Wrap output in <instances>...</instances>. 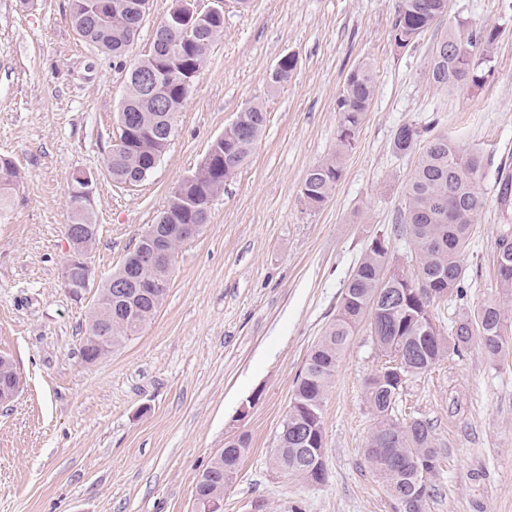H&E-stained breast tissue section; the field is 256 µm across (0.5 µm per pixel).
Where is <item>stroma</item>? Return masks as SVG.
Wrapping results in <instances>:
<instances>
[{"label":"stroma","instance_id":"35a3bbf8","mask_svg":"<svg viewBox=\"0 0 512 512\" xmlns=\"http://www.w3.org/2000/svg\"><path fill=\"white\" fill-rule=\"evenodd\" d=\"M401 0H224V31L177 115L170 145L140 184H116L104 159L118 132L126 70L81 41L70 0H0V156L21 171L0 219V355L22 386L0 405V512H192L199 474L226 439L250 448L224 492V512H399L364 463L374 425L364 383L381 365L367 325L342 353L324 413L327 477L275 468L296 379L335 317L369 232L397 224L418 151L393 149L397 128L480 152L483 200L460 296L439 325L512 301L498 283L512 172V0H448L414 46L397 47ZM494 32L493 71L479 85L435 86L428 60L448 28ZM296 59L286 83L269 74ZM376 93L329 201L301 196L309 168L336 152L337 101L360 64ZM262 103L266 124L247 162L210 202V222L179 248L152 323L95 364L81 357L101 288L154 224L175 188L238 112ZM92 171L99 232L83 297L63 284L70 178ZM397 413L428 421L439 467L428 512H512V353L472 345L410 379ZM485 473L481 484L472 470Z\"/></svg>","mask_w":512,"mask_h":512}]
</instances>
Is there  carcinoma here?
<instances>
[{"instance_id":"obj_1","label":"carcinoma","mask_w":512,"mask_h":512,"mask_svg":"<svg viewBox=\"0 0 512 512\" xmlns=\"http://www.w3.org/2000/svg\"><path fill=\"white\" fill-rule=\"evenodd\" d=\"M147 0H71L70 21L85 43L124 60L138 36L144 20L142 6ZM189 0H175L168 15L155 29L152 47L126 72V91L116 115L118 142L106 155L104 167L112 181L135 186L151 173L174 134L176 117L193 89L194 79L204 64L211 45L224 31V16L189 9ZM441 0H401L393 26L396 40L405 32L420 28L428 31L436 24L435 9ZM496 34L492 31L468 38L454 29L441 35L439 42L455 43L453 55L431 56L430 80L443 88L477 86L490 73ZM142 74L156 78L157 90L165 107L156 109L145 98L138 82ZM376 89L371 68L362 64L346 79L337 101L340 114L337 130L338 154L353 149L356 136L369 111ZM266 122V112L251 105L236 117V124L224 129V139L211 144L208 153L193 172V179L181 194H172L153 227L156 243L173 256L186 243L181 225L209 223V203L224 183L252 153ZM421 133L411 125L397 129L393 147L400 153L412 150ZM482 156L438 136L428 141L419 162L408 179L407 199L395 233L405 236L418 258L416 272L398 268L385 272L390 263L389 238L376 231L342 291L336 317L312 349L300 372L288 413L278 433L277 451L272 453L277 469L303 481L322 483L326 463L312 458L305 439L323 432L324 407L341 353L355 328L364 323L375 336L380 355H404L405 376L415 377L439 363L447 353V340L457 339L454 349L477 344L490 358L505 352L503 312L497 303L484 304L472 314L458 317L448 331L441 330L433 308L459 291L465 279L464 253L477 223L482 200L476 177ZM337 159H329L308 170L304 178L303 200L320 207L331 198L341 178ZM21 179L14 162L0 157V213L8 210L13 191ZM78 181L71 179L70 224L97 227L93 211L78 201ZM499 286L512 296V230L498 238ZM140 279L151 277L139 257L131 252L110 282L99 289L88 317L85 336L101 323L110 327L112 344L96 349L94 360L106 358L128 340L140 334L156 317L168 286L155 289L142 298L138 308L129 311L114 298V288L126 286L125 274ZM403 384L379 368L365 382V396L375 419L366 444L368 469L401 506L400 512H427L432 497L431 478L435 474L438 451L432 427L419 418L399 419L396 404ZM224 456L204 470L208 483L204 495L224 493L232 483L250 448V438L242 433L224 443Z\"/></svg>"}]
</instances>
